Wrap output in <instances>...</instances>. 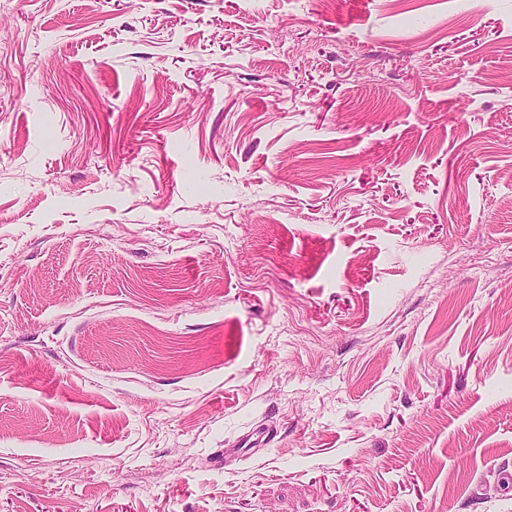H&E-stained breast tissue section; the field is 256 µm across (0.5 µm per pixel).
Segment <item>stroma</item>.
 Returning a JSON list of instances; mask_svg holds the SVG:
<instances>
[{"mask_svg":"<svg viewBox=\"0 0 512 512\" xmlns=\"http://www.w3.org/2000/svg\"><path fill=\"white\" fill-rule=\"evenodd\" d=\"M0 512H512V0H0Z\"/></svg>","mask_w":512,"mask_h":512,"instance_id":"35a3bbf8","label":"stroma"}]
</instances>
